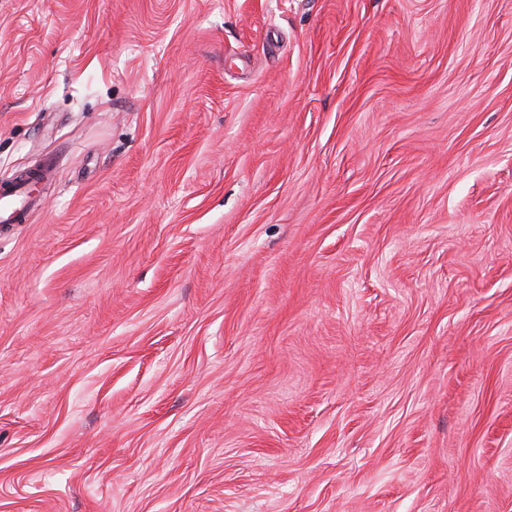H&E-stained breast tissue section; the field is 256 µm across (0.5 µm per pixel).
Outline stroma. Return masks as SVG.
<instances>
[{"instance_id":"stroma-1","label":"stroma","mask_w":512,"mask_h":512,"mask_svg":"<svg viewBox=\"0 0 512 512\" xmlns=\"http://www.w3.org/2000/svg\"><path fill=\"white\" fill-rule=\"evenodd\" d=\"M0 512H512V0H0ZM35 207L34 201L22 191H0V222L16 224L22 214Z\"/></svg>"}]
</instances>
